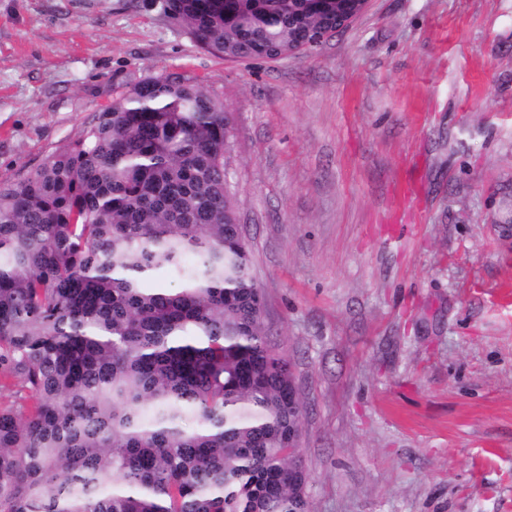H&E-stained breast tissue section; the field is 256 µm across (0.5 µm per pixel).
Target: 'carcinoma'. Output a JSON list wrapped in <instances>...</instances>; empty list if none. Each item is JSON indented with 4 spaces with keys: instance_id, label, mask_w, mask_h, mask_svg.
I'll use <instances>...</instances> for the list:
<instances>
[{
    "instance_id": "obj_1",
    "label": "carcinoma",
    "mask_w": 512,
    "mask_h": 512,
    "mask_svg": "<svg viewBox=\"0 0 512 512\" xmlns=\"http://www.w3.org/2000/svg\"><path fill=\"white\" fill-rule=\"evenodd\" d=\"M196 47L315 50L336 6L166 0ZM223 99L149 76L0 180V512H308L288 358L228 189ZM193 257L187 263L186 257ZM180 288L152 286L156 272Z\"/></svg>"
}]
</instances>
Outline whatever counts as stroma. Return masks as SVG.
<instances>
[{
    "label": "stroma",
    "mask_w": 512,
    "mask_h": 512,
    "mask_svg": "<svg viewBox=\"0 0 512 512\" xmlns=\"http://www.w3.org/2000/svg\"><path fill=\"white\" fill-rule=\"evenodd\" d=\"M172 73L234 116L309 512H512V0H371L261 62L196 48L143 0H0V178Z\"/></svg>",
    "instance_id": "1"
}]
</instances>
